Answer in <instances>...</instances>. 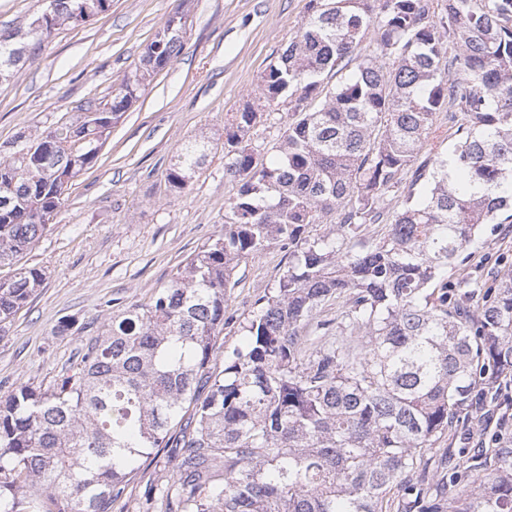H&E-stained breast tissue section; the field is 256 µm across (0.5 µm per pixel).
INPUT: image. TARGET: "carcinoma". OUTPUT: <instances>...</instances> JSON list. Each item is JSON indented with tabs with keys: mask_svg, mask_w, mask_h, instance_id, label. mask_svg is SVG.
<instances>
[{
	"mask_svg": "<svg viewBox=\"0 0 512 512\" xmlns=\"http://www.w3.org/2000/svg\"><path fill=\"white\" fill-rule=\"evenodd\" d=\"M104 2L48 0L47 12L54 27L83 23ZM184 34L177 11L111 101L18 136L0 160V266L49 230ZM42 43L30 25L0 32V76ZM258 88L288 123L267 164L258 112L225 115L237 190L224 235L111 317L52 384L0 397V512H112L158 448L172 477L150 484L157 512H512V437L489 454L456 449L462 470L429 453L477 402L509 399L512 272L489 288L451 275L483 225L512 224V0H309ZM217 151L203 135L184 145L169 190ZM331 213L333 229L312 234ZM273 244L288 267L219 365L232 275ZM42 282L35 267L0 279V325ZM333 300L336 317L321 318Z\"/></svg>",
	"mask_w": 512,
	"mask_h": 512,
	"instance_id": "obj_1",
	"label": "carcinoma"
}]
</instances>
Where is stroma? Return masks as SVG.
<instances>
[{"label":"stroma","mask_w":512,"mask_h":512,"mask_svg":"<svg viewBox=\"0 0 512 512\" xmlns=\"http://www.w3.org/2000/svg\"><path fill=\"white\" fill-rule=\"evenodd\" d=\"M308 0H112L108 11L55 27L36 59L0 86V146L72 119L87 103H106L140 65L145 46L176 9L186 14L183 47L113 125L97 164L74 177L49 231L20 265L44 280L0 337V396L19 383L49 385L100 335L109 317L146 301L205 244L224 232L236 184L216 154L179 194L167 169L191 138L224 137V116L255 102L258 76L294 36ZM466 263L472 277L512 271V226L487 224ZM288 254L271 246L242 261L228 289L234 320L216 361L241 346L255 301L273 294ZM73 328L59 333L62 321ZM512 414L495 410L462 421L444 446L486 448Z\"/></svg>","instance_id":"obj_1"}]
</instances>
